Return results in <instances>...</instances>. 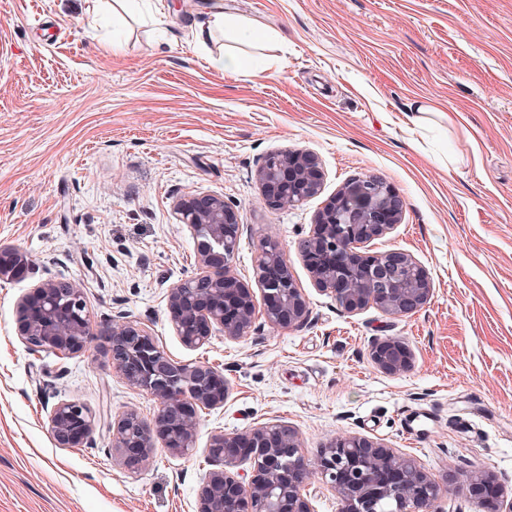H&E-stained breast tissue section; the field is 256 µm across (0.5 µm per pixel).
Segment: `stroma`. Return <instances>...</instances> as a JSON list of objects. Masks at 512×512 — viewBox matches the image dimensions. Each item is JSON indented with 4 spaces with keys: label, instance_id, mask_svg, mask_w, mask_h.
Masks as SVG:
<instances>
[{
    "label": "stroma",
    "instance_id": "1",
    "mask_svg": "<svg viewBox=\"0 0 512 512\" xmlns=\"http://www.w3.org/2000/svg\"><path fill=\"white\" fill-rule=\"evenodd\" d=\"M274 31L262 45L206 42L216 11ZM0 248L25 279L0 282V512H195L212 434L292 426L309 460L339 435L373 438L449 481L433 512H489L463 485L496 476L512 504V0H141L115 19L101 0H0ZM261 59L257 78L211 60ZM452 113L420 122L413 104ZM302 149L325 173L298 207L262 201L266 155ZM376 175L404 201L372 250L409 251L434 293L420 312L346 313L296 252L344 182ZM223 196L241 235L237 276L255 285L261 238L277 241L309 303L307 323L257 320L239 339L186 348L168 292L196 268L172 214L187 193ZM84 294L93 329L144 323L177 362L224 373L223 406L199 412L194 449L156 446L127 470L112 421L157 403L92 342L72 359L29 350L17 302L40 280ZM403 338L412 366L388 374L372 343ZM75 399L96 418L84 448L58 447L48 415ZM32 261L19 249H0V281L12 282L18 279L20 270L30 271Z\"/></svg>",
    "mask_w": 512,
    "mask_h": 512
}]
</instances>
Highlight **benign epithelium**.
<instances>
[{"label": "benign epithelium", "instance_id": "1", "mask_svg": "<svg viewBox=\"0 0 512 512\" xmlns=\"http://www.w3.org/2000/svg\"><path fill=\"white\" fill-rule=\"evenodd\" d=\"M262 198L274 210L294 207L317 196L324 172L313 153L286 149L268 154L257 171ZM404 201L376 175L345 182L316 213L296 249L313 285L348 313L367 307L403 317L422 310L433 295L428 270L410 253L390 249L371 252L368 244L401 223ZM178 223L196 246V272L168 295V318L183 345L198 349L222 333L247 335L255 323L256 305L248 285L234 273L241 224L224 198L209 193L179 197L173 205ZM33 266L19 249H0V281L18 279ZM257 283L263 293L265 321L292 328L309 317L305 295L279 243L269 237L259 245ZM18 335L31 350H49L71 359L88 348L93 336L90 312L80 289L56 279L40 281L17 305ZM102 349L129 386L158 401L146 424L127 410L112 422V447L129 469L150 459L155 441L186 454L195 447L198 408L224 405V374L202 363L172 360L149 329L128 320L100 333ZM370 358L390 374L412 363L409 346L397 338L376 340ZM50 432L60 448L89 443L95 416L77 400L61 399L51 409ZM207 457L215 468L203 478L196 512H312L303 491L317 475L334 489L344 512H431L441 492L439 482L409 457L366 436H339L311 462L294 430L281 422L210 437ZM249 464L250 475L235 468ZM495 477L470 474V496Z\"/></svg>", "mask_w": 512, "mask_h": 512}]
</instances>
